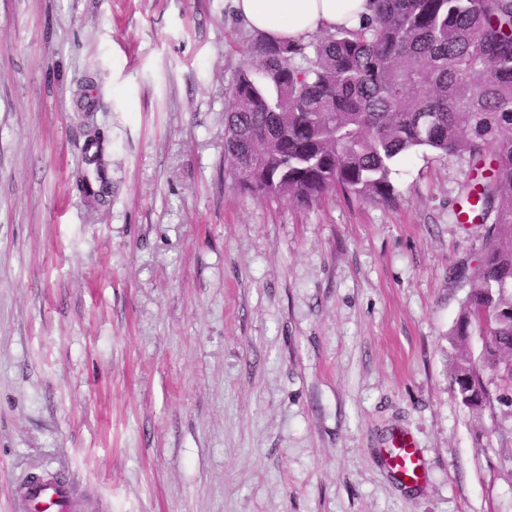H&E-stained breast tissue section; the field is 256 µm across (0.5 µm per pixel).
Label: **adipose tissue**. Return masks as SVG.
<instances>
[{"label":"adipose tissue","instance_id":"ef3b65f1","mask_svg":"<svg viewBox=\"0 0 512 512\" xmlns=\"http://www.w3.org/2000/svg\"><path fill=\"white\" fill-rule=\"evenodd\" d=\"M233 5L251 28L289 41L337 26H357L371 13L369 0H233Z\"/></svg>","mask_w":512,"mask_h":512}]
</instances>
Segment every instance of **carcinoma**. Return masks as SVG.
Wrapping results in <instances>:
<instances>
[{"label": "carcinoma", "instance_id": "cac0c4a2", "mask_svg": "<svg viewBox=\"0 0 512 512\" xmlns=\"http://www.w3.org/2000/svg\"><path fill=\"white\" fill-rule=\"evenodd\" d=\"M371 4L315 42L256 39L229 90L224 163L256 198L304 206L336 188L388 203L392 163L420 149L489 163L464 196L492 223L451 336L452 378L477 411L484 372L512 383V0Z\"/></svg>", "mask_w": 512, "mask_h": 512}]
</instances>
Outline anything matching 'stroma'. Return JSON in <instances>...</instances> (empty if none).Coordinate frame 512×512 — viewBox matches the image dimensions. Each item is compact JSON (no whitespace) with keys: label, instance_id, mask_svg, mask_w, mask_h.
<instances>
[{"label":"stroma","instance_id":"1","mask_svg":"<svg viewBox=\"0 0 512 512\" xmlns=\"http://www.w3.org/2000/svg\"><path fill=\"white\" fill-rule=\"evenodd\" d=\"M257 36L232 0H0V512L35 477L83 512H512V385L476 412L450 377L480 167L256 199L224 111ZM389 465L397 473L410 478H419L420 460L416 455V450L411 441H403L396 446L395 451L390 453L387 458Z\"/></svg>","mask_w":512,"mask_h":512}]
</instances>
